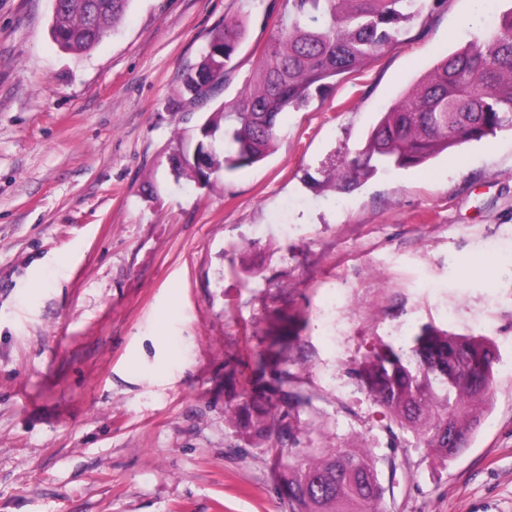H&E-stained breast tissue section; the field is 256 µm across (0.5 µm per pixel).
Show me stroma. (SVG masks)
Wrapping results in <instances>:
<instances>
[{
	"mask_svg": "<svg viewBox=\"0 0 512 512\" xmlns=\"http://www.w3.org/2000/svg\"><path fill=\"white\" fill-rule=\"evenodd\" d=\"M505 8L427 5L283 113L272 155L201 187L170 172L202 116L182 76L246 18L219 96L235 99L285 0H131L79 56L50 36L53 0H0V512H285L225 415L273 336L292 339L302 421L373 448L386 512H512V133L330 183L379 112ZM426 324L498 347L480 424L444 465L389 434L353 375Z\"/></svg>",
	"mask_w": 512,
	"mask_h": 512,
	"instance_id": "obj_1",
	"label": "stroma"
}]
</instances>
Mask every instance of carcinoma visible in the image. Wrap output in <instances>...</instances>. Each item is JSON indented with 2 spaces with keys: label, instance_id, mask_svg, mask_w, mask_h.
<instances>
[{
  "label": "carcinoma",
  "instance_id": "cac0c4a2",
  "mask_svg": "<svg viewBox=\"0 0 512 512\" xmlns=\"http://www.w3.org/2000/svg\"><path fill=\"white\" fill-rule=\"evenodd\" d=\"M131 0H59L50 27L70 54L92 49L113 31ZM427 0H286L287 19L270 36L250 83L234 101L194 129L193 154L171 157L175 180L208 185L218 173L250 168L274 150L282 113L307 106L336 79L359 71L397 40L402 24ZM246 34L242 19L224 20L200 62L182 79L195 107L212 103L234 70ZM512 131V9L494 29L443 57L401 99L380 113L364 147L333 172L337 191L390 168H411L464 143ZM495 347L487 336L456 335L424 325L407 346L372 345L354 369L360 387L393 427L412 432L440 462L464 451L489 401L494 367L463 370L448 381L439 372L463 353L478 364ZM286 337L258 351L252 376L239 382L228 420L247 444L277 464L286 512H384L386 489L370 448H342L313 438L314 426L284 406L307 404L294 375L281 369L256 394L270 363L280 362Z\"/></svg>",
  "mask_w": 512,
  "mask_h": 512
}]
</instances>
